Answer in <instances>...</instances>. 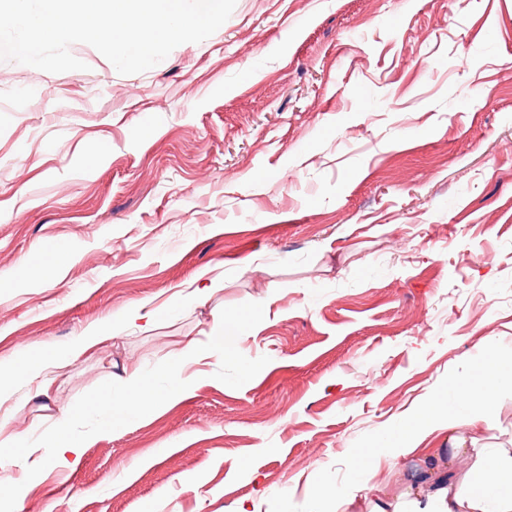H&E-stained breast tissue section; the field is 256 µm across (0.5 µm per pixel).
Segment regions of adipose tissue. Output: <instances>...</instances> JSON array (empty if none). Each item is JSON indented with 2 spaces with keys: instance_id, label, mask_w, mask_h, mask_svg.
<instances>
[{
  "instance_id": "adipose-tissue-1",
  "label": "adipose tissue",
  "mask_w": 512,
  "mask_h": 512,
  "mask_svg": "<svg viewBox=\"0 0 512 512\" xmlns=\"http://www.w3.org/2000/svg\"><path fill=\"white\" fill-rule=\"evenodd\" d=\"M153 317V312L134 305L93 325L66 348L50 345L23 348L10 362H0V403L10 398L17 380L32 381L45 376L50 368L110 340L115 327ZM477 372L478 388L459 380L449 381L446 394L431 397L385 435L376 438L368 450L358 452L351 478H358L379 465L388 453L420 452L427 439L435 435L448 443L451 453L426 454L423 474L407 480L404 496L409 512H512V450L477 448L476 438L458 433L459 421L454 415L455 410L465 409L469 412V425L487 422L497 395L512 389V357L489 349ZM471 451L476 454L471 477L465 478L459 487L446 482L445 477L453 471L457 459Z\"/></svg>"
}]
</instances>
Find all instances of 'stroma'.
Returning <instances> with one entry per match:
<instances>
[{
    "label": "stroma",
    "mask_w": 512,
    "mask_h": 512,
    "mask_svg": "<svg viewBox=\"0 0 512 512\" xmlns=\"http://www.w3.org/2000/svg\"><path fill=\"white\" fill-rule=\"evenodd\" d=\"M70 51L84 69L0 61V361L159 314L46 394L15 386L0 441L207 342L228 306L262 303L237 347L269 362L232 388L200 354L190 394L79 460L0 465L23 512H308L312 477L343 483L357 448L512 350V0H237L142 73ZM57 244L72 254L40 282ZM205 271L221 285L194 298ZM478 437L512 445V392ZM417 467L387 458L347 512L376 488L397 512Z\"/></svg>",
    "instance_id": "obj_1"
}]
</instances>
